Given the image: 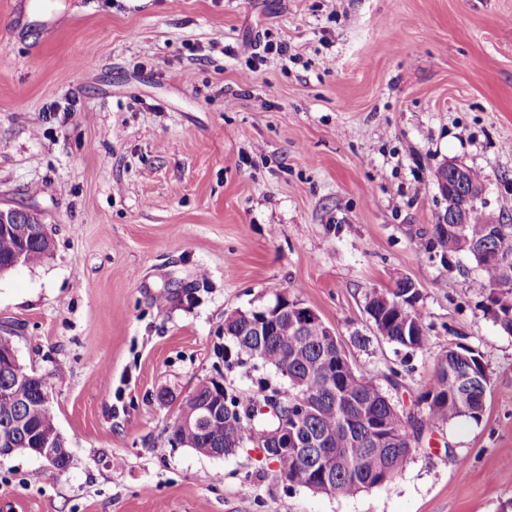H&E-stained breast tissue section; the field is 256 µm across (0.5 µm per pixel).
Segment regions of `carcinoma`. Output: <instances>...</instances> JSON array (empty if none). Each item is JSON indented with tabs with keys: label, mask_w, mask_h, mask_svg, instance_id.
Returning a JSON list of instances; mask_svg holds the SVG:
<instances>
[{
	"label": "carcinoma",
	"mask_w": 512,
	"mask_h": 512,
	"mask_svg": "<svg viewBox=\"0 0 512 512\" xmlns=\"http://www.w3.org/2000/svg\"><path fill=\"white\" fill-rule=\"evenodd\" d=\"M32 228L23 244L12 235L0 234V271L12 269L19 253L23 265L31 266L50 250L46 235L37 225ZM430 246L450 258L460 253L474 258L490 288L488 310L504 331L512 333V224L494 223L471 203L466 223L435 225V241ZM413 286L408 278L398 280L392 292L367 305V312L383 338L414 352L427 347L428 336ZM296 318L297 311L290 308L280 315L277 326L260 334L244 312H238L235 319L227 316L224 335L238 353L273 367L286 386L264 382L248 403L228 392L224 403L232 414L227 429L202 433L174 425L171 442L208 457L218 448L229 455L274 425L275 418L261 414L262 406L304 394L308 402L305 454L272 460L289 485L317 492L327 482L335 489L334 496L346 497L384 486L381 474L386 470L399 476L424 428L459 416L477 421L482 415L490 378L475 350L457 345L442 353L417 417L388 400L373 376L354 368L332 373L334 342L325 328L313 324L299 329ZM15 357L11 337L0 335V431L8 438L0 446L36 456L42 437L57 426L50 405L40 396L43 377L13 363ZM375 419L388 423L386 440L380 443L369 430Z\"/></svg>",
	"instance_id": "1"
}]
</instances>
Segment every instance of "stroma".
<instances>
[{"mask_svg":"<svg viewBox=\"0 0 512 512\" xmlns=\"http://www.w3.org/2000/svg\"><path fill=\"white\" fill-rule=\"evenodd\" d=\"M268 39L291 61L247 79L232 48ZM447 164L485 172L479 209L512 224V0H0V204L52 241L0 274V335L71 454L1 461L0 512H499L512 334L473 258L424 247ZM402 278L428 327L413 354L365 312ZM282 293L407 413L448 347L479 352L480 419L425 429L352 497L289 486L250 446L171 444L202 381L280 383L225 360L224 319Z\"/></svg>","mask_w":512,"mask_h":512,"instance_id":"1","label":"stroma"}]
</instances>
